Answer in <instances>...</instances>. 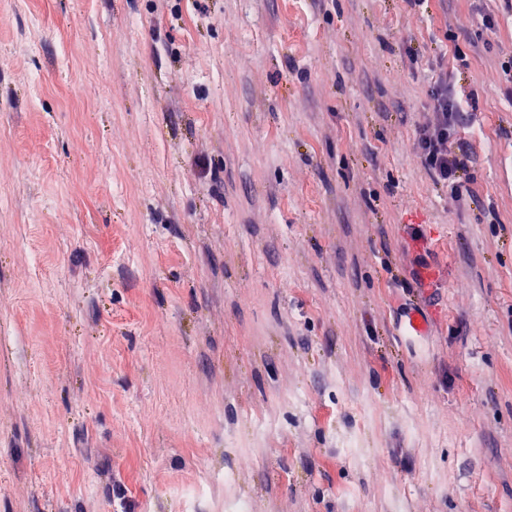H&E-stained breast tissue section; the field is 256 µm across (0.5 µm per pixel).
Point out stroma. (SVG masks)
Instances as JSON below:
<instances>
[{
    "instance_id": "obj_1",
    "label": "stroma",
    "mask_w": 512,
    "mask_h": 512,
    "mask_svg": "<svg viewBox=\"0 0 512 512\" xmlns=\"http://www.w3.org/2000/svg\"><path fill=\"white\" fill-rule=\"evenodd\" d=\"M511 58L512 0H0V512H512ZM430 90V118L416 130L414 150L431 180L456 193L461 175L472 158V147L458 137V129L467 121L466 111L458 103L450 84L448 64L440 58ZM449 77V78H448Z\"/></svg>"
}]
</instances>
